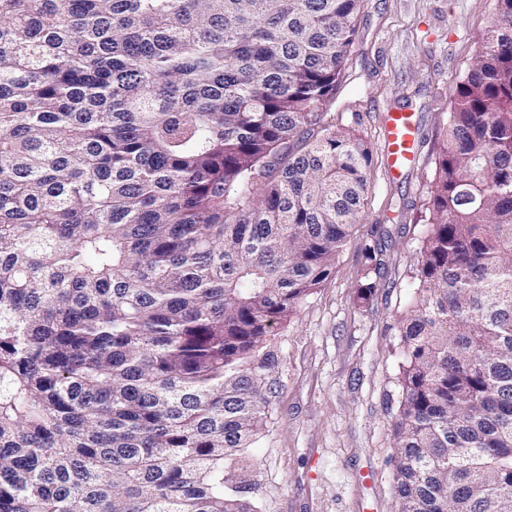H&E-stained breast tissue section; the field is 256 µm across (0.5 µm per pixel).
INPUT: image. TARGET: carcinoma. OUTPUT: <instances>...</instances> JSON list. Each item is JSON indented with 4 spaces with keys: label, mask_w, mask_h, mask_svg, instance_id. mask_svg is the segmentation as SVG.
Segmentation results:
<instances>
[{
    "label": "carcinoma",
    "mask_w": 512,
    "mask_h": 512,
    "mask_svg": "<svg viewBox=\"0 0 512 512\" xmlns=\"http://www.w3.org/2000/svg\"><path fill=\"white\" fill-rule=\"evenodd\" d=\"M364 2L0 0V512H261L271 333L336 272L368 190L366 141L325 122ZM494 2L399 318L397 512H512Z\"/></svg>",
    "instance_id": "carcinoma-1"
}]
</instances>
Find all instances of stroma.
I'll return each instance as SVG.
<instances>
[{"instance_id":"35a3bbf8","label":"stroma","mask_w":512,"mask_h":512,"mask_svg":"<svg viewBox=\"0 0 512 512\" xmlns=\"http://www.w3.org/2000/svg\"><path fill=\"white\" fill-rule=\"evenodd\" d=\"M494 0H366L342 84L325 119L371 151L369 190L336 271L279 324L281 362L264 430L252 448L263 512H395L392 424L399 387L398 319L413 291L420 237L447 123L448 89L481 47ZM413 114L420 158L387 172V112ZM382 252L377 286L358 296L366 243Z\"/></svg>"}]
</instances>
